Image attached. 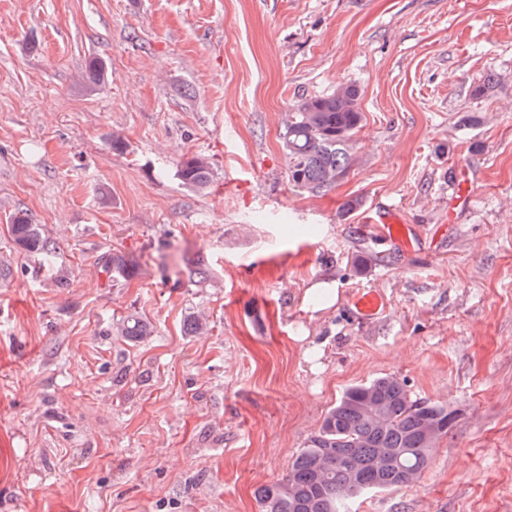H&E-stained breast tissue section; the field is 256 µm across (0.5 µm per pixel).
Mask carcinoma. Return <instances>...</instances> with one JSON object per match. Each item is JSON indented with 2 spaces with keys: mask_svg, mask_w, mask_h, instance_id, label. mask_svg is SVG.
Listing matches in <instances>:
<instances>
[{
  "mask_svg": "<svg viewBox=\"0 0 512 512\" xmlns=\"http://www.w3.org/2000/svg\"><path fill=\"white\" fill-rule=\"evenodd\" d=\"M360 99L359 87L347 83L302 98L285 113L282 149L294 186L318 196L347 176L364 122ZM177 172L198 191L210 186L211 164L202 155L182 157ZM8 231L27 252L51 257L59 249L41 225L25 217L14 218ZM118 333L141 340L151 329L129 315L119 323ZM456 419L457 412L446 405L412 398L396 376L352 385L327 411L286 476L257 488L261 512H340L355 496L407 487L421 477L432 449L448 436Z\"/></svg>",
  "mask_w": 512,
  "mask_h": 512,
  "instance_id": "carcinoma-1",
  "label": "carcinoma"
}]
</instances>
